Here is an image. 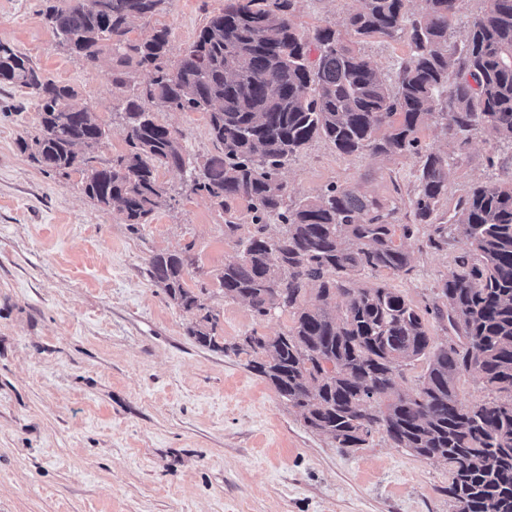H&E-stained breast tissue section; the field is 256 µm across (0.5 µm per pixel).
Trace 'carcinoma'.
Instances as JSON below:
<instances>
[{"instance_id":"cac0c4a2","label":"carcinoma","mask_w":512,"mask_h":512,"mask_svg":"<svg viewBox=\"0 0 512 512\" xmlns=\"http://www.w3.org/2000/svg\"><path fill=\"white\" fill-rule=\"evenodd\" d=\"M407 2L361 0L344 31L321 28L310 41L290 18L293 0H236L173 59L167 30L129 37L134 20L164 11L169 0H96L94 8L55 0L46 19L70 53L93 66L109 59L122 86L131 67L151 73L122 104L129 149L99 165L93 153L105 129L94 109L2 41L0 86L25 88L38 103V132L20 139L21 149L48 174L81 173L83 193L127 224L150 223L173 200L159 180L162 167L189 171L193 189L226 214L233 202H248L253 230L217 275L219 286L255 316L288 313L292 324L223 347L217 316L187 288L189 257L153 255L152 281L198 312L190 335L199 344L253 355L251 370L339 448H359L382 429L397 447L447 463L455 512H512V183L472 185L453 222L435 225L431 247H460L438 301L420 309L383 280L354 279L409 274L404 240L415 224H394L375 199L336 185L290 205L282 180L316 138L343 155L416 154L411 205L416 224H431L451 177L448 157L422 150L418 137L434 111L461 147L476 130L512 142V0H487L457 54L448 32L462 0H424L416 16ZM372 35L409 46L394 93L356 49ZM154 107L205 113L217 153L187 169L179 136L156 120ZM272 216L282 223L275 236L267 233ZM431 319L448 321L447 342L437 348ZM420 359L416 391L400 390L402 370ZM464 374L478 376L493 399L463 404Z\"/></svg>"}]
</instances>
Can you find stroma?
I'll list each match as a JSON object with an SVG mask.
<instances>
[{"label": "stroma", "instance_id": "1", "mask_svg": "<svg viewBox=\"0 0 512 512\" xmlns=\"http://www.w3.org/2000/svg\"><path fill=\"white\" fill-rule=\"evenodd\" d=\"M225 0H170L165 12L133 25L132 37L167 28L174 52L195 39ZM361 0H293L307 34L341 28ZM45 0H0V40L29 55L54 81L94 106L106 129L95 152L105 162L127 149L115 107L128 94L112 64L89 66L60 44ZM362 53L387 84L409 55L406 41L373 36ZM38 107L23 89L0 88V512H454L446 463L395 447L384 432L345 450L306 426L298 411L252 372L247 355L201 346L195 313L172 302L149 275L162 252L188 251L192 291L219 317L220 344L257 332L273 336L286 313L254 316L226 298L216 280L240 253L224 236V214L183 173L160 169L172 195L150 224L132 227L95 205L80 173L43 172L18 144L38 128ZM176 129L186 156L214 154L201 112L157 110ZM423 147L454 169L438 223L478 182L512 181V142L475 134L466 146L435 118ZM415 155H343L317 139L283 172L289 200L329 185L357 190L413 221ZM420 225L405 246L413 269L381 273L417 307L431 305L455 246H429Z\"/></svg>", "mask_w": 512, "mask_h": 512}]
</instances>
